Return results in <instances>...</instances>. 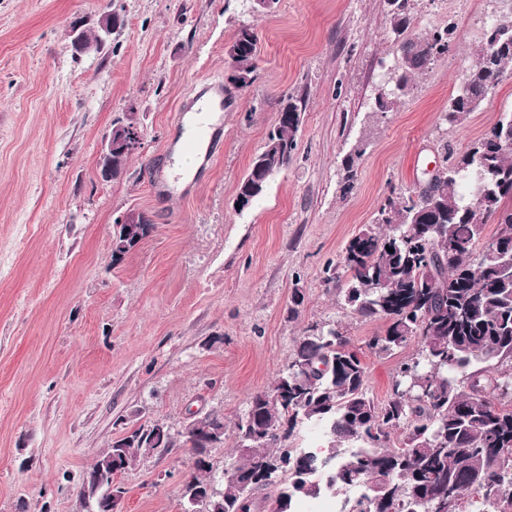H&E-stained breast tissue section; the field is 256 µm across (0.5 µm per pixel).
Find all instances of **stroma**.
Wrapping results in <instances>:
<instances>
[{"mask_svg":"<svg viewBox=\"0 0 512 512\" xmlns=\"http://www.w3.org/2000/svg\"><path fill=\"white\" fill-rule=\"evenodd\" d=\"M511 6L410 0L408 36L456 32L381 113L374 97L401 45L387 0H277L269 12L245 0H0V512H84L82 476L119 422L176 433L217 412L234 425L311 324L343 329L370 396L385 400L406 354L368 349L382 321L356 315L323 271L387 195L414 192L446 149L464 152L512 112L510 76L461 125L443 118L488 23ZM105 12L123 18L119 34L74 58L69 25ZM243 24L259 53L241 89L224 47ZM208 79L231 99L206 179L153 194V163L182 132L179 103ZM287 93L306 103L293 160L237 210ZM128 112L142 145L123 177L101 181L103 143ZM130 208L155 229L116 265L113 221ZM190 458L178 446L120 475L124 512H182Z\"/></svg>","mask_w":512,"mask_h":512,"instance_id":"1","label":"stroma"}]
</instances>
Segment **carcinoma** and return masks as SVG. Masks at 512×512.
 <instances>
[{
	"label": "carcinoma",
	"instance_id": "carcinoma-1",
	"mask_svg": "<svg viewBox=\"0 0 512 512\" xmlns=\"http://www.w3.org/2000/svg\"><path fill=\"white\" fill-rule=\"evenodd\" d=\"M390 11L396 37L409 28V0ZM450 30L401 43L396 91L375 96L379 112L391 111L416 74L448 50ZM477 61L460 82L444 118L462 123L512 65V11L496 17L485 33ZM258 36L239 26L225 47L237 87L253 81ZM305 101L292 94L280 100V118L269 132L237 188L250 206L271 178L293 159ZM500 117L483 138L462 154L446 157L453 172L443 171L424 189L407 196H387L373 223L345 245L324 282L343 295L363 318L384 328L367 345L391 354L417 344L399 366L386 401L366 391L367 367L336 327L310 326L295 341L293 355L267 390L254 394L234 425L236 458L224 470L222 512H246L250 495L280 485L277 498H288V512L302 499L326 491L361 487L353 512H429L444 495L481 512H512V456L498 449L512 446V262L477 249L486 225H496L492 240L512 256V145L501 142ZM135 150L112 151V179L121 178ZM488 182L483 197L472 196L474 181ZM151 219L132 232L112 230V263L118 264L146 239ZM393 252H388V249ZM222 433L200 443L183 427L178 434L160 420L125 426L86 474L112 467L103 490L83 497L88 512H107L112 490L125 489L118 475L148 458L163 457L182 445L198 457L184 490L212 484V450L224 446V416L213 413ZM323 428L330 448L327 486L316 482L319 455L288 447L303 423Z\"/></svg>",
	"mask_w": 512,
	"mask_h": 512
}]
</instances>
